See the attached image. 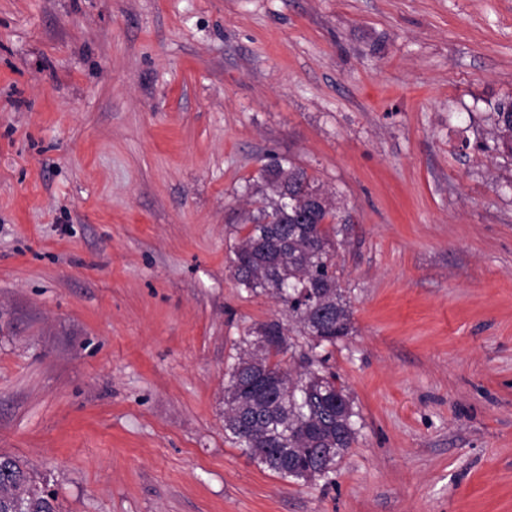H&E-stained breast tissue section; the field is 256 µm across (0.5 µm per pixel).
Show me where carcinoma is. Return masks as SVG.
<instances>
[{"instance_id": "cac0c4a2", "label": "carcinoma", "mask_w": 512, "mask_h": 512, "mask_svg": "<svg viewBox=\"0 0 512 512\" xmlns=\"http://www.w3.org/2000/svg\"><path fill=\"white\" fill-rule=\"evenodd\" d=\"M497 149L512 156V102L493 107ZM317 188L305 168L275 159L248 180L256 214L234 245L231 274L239 285L280 303L296 335L311 351L351 332L352 310L336 269L341 208ZM243 339L224 387V432L245 454L283 479H327L357 442L354 402L315 355L317 372L300 369L280 377L282 356L295 352L282 323L252 328ZM46 480L21 460L0 454V512H57Z\"/></svg>"}]
</instances>
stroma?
<instances>
[{"mask_svg": "<svg viewBox=\"0 0 512 512\" xmlns=\"http://www.w3.org/2000/svg\"><path fill=\"white\" fill-rule=\"evenodd\" d=\"M510 99L512 0H0V453L59 512H512ZM274 157L350 216L308 484L224 433ZM493 111L497 149L512 157V102H499L493 107Z\"/></svg>", "mask_w": 512, "mask_h": 512, "instance_id": "1", "label": "stroma"}]
</instances>
